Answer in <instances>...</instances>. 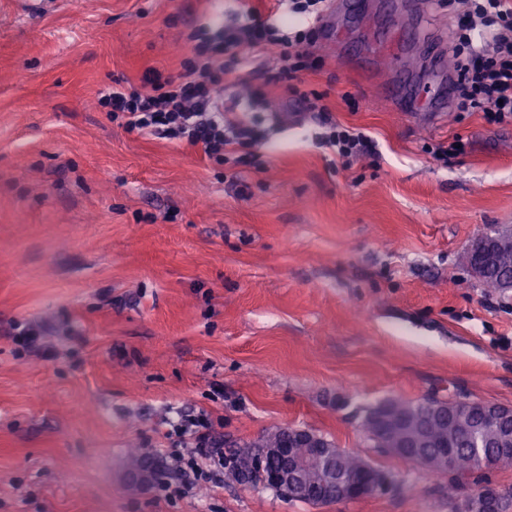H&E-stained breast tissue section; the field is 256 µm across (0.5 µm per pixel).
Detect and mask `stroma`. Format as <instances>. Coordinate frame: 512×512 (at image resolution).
Returning a JSON list of instances; mask_svg holds the SVG:
<instances>
[{
  "label": "stroma",
  "mask_w": 512,
  "mask_h": 512,
  "mask_svg": "<svg viewBox=\"0 0 512 512\" xmlns=\"http://www.w3.org/2000/svg\"><path fill=\"white\" fill-rule=\"evenodd\" d=\"M259 0H0V512H450L448 478L370 447L354 407L398 398L512 406V292L465 252L512 226V122L450 102L432 126L382 92L408 75L420 104L452 66L458 0L415 20L348 0L321 66L300 75L374 147L342 160L325 127L271 88L252 163L127 132L97 105L112 79L179 73L189 24L231 25ZM415 24L387 68L374 34ZM462 139L440 161L438 147ZM74 341L17 353L16 323ZM207 414L224 450L311 429L397 479L313 507L225 479L167 497L134 489L130 443L175 447Z\"/></svg>",
  "instance_id": "obj_1"
}]
</instances>
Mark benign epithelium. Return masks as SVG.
I'll use <instances>...</instances> for the list:
<instances>
[{
    "instance_id": "obj_1",
    "label": "benign epithelium",
    "mask_w": 512,
    "mask_h": 512,
    "mask_svg": "<svg viewBox=\"0 0 512 512\" xmlns=\"http://www.w3.org/2000/svg\"><path fill=\"white\" fill-rule=\"evenodd\" d=\"M512 243V231L493 230L481 235L465 255L472 269L499 262L500 251ZM426 405L432 415L415 419L403 401H383L367 408L360 426L368 430V439L385 447L394 456L410 449L407 461L424 473L450 469L456 465V450L448 445V431L438 424L448 410L461 409L460 402L429 399ZM469 407L487 411V425L498 428L512 419V407L468 401ZM499 451L481 460L480 469L512 465V436L502 432L494 439ZM252 467L261 473L262 482L284 499H299L312 492H328L335 502H352L381 495L394 488V476L367 459L337 447L332 441L305 428L283 427L265 434L258 445L248 449ZM160 466L144 463L129 474L131 484L146 488L153 483ZM504 492L490 482L461 494L454 492L449 500L452 512H499Z\"/></svg>"
}]
</instances>
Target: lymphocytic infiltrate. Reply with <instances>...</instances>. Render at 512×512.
<instances>
[{
	"label": "lymphocytic infiltrate",
	"instance_id": "obj_1",
	"mask_svg": "<svg viewBox=\"0 0 512 512\" xmlns=\"http://www.w3.org/2000/svg\"><path fill=\"white\" fill-rule=\"evenodd\" d=\"M461 4L463 10L450 34L459 104L485 113L490 121L505 122L512 118V0H461ZM326 11L327 0H274L269 12L276 15L275 23L257 21L250 9L231 28L213 32L191 28L187 40L193 58L179 78L165 79L150 69L138 90L116 79L100 91L97 103L127 131L198 146L220 161L231 146L246 147L258 139L257 128L246 119L225 125L224 86L245 85L259 77L266 85L285 88L305 109L318 112L329 127L324 143L340 157L359 156L369 146L368 137L333 123L326 107L317 105L299 86L300 73L318 65L313 48ZM270 56L276 61L274 67L259 66V59ZM179 434L189 438L190 447L178 456L170 482L186 488L205 475L219 478L224 454L205 416L184 420Z\"/></svg>",
	"mask_w": 512,
	"mask_h": 512
}]
</instances>
